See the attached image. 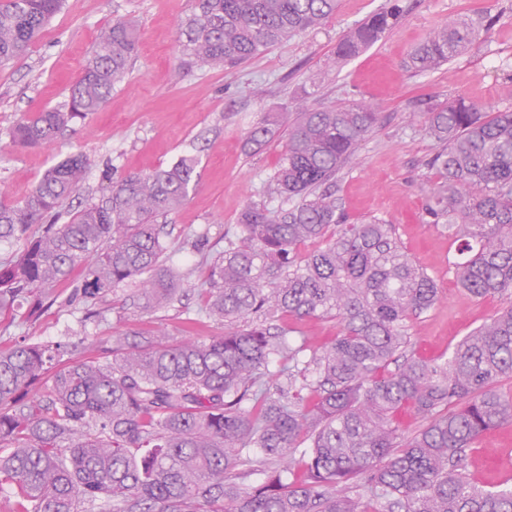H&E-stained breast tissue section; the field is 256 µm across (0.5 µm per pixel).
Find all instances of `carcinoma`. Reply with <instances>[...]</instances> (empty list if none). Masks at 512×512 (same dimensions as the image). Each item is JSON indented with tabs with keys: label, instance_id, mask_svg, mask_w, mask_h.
I'll list each match as a JSON object with an SVG mask.
<instances>
[{
	"label": "carcinoma",
	"instance_id": "cac0c4a2",
	"mask_svg": "<svg viewBox=\"0 0 512 512\" xmlns=\"http://www.w3.org/2000/svg\"><path fill=\"white\" fill-rule=\"evenodd\" d=\"M63 4L0 0V69L28 54ZM336 9L337 0H195L181 25L183 64L246 63ZM399 17L396 4L371 14L343 36L331 64L342 68ZM491 28L444 23L410 53L409 67L431 72ZM138 40L135 20H113L67 107L15 121L12 142L47 148L102 111ZM295 112L270 183L283 205L249 202L241 234L208 262L205 313L224 333L115 340L106 365L72 359L66 342L22 340L0 351V482L15 489L13 512H77L81 496L90 512H512L511 482L479 486L468 470L481 437L512 425V391L502 387L512 377V110L489 116L459 96L409 113L438 144L424 223L457 243L461 288L503 301L437 360L409 350L413 319L440 300L435 281L404 252L394 225L346 224L337 204L336 173L380 113L359 100L326 109L301 100ZM278 126L264 114L247 146L262 148ZM91 166L76 153L24 200L0 192V240L20 244L0 258V316L21 301L36 320L77 267L75 294L87 302L134 279L142 310L180 301L193 270L166 264L157 219L196 190V158L111 178L110 197L68 209ZM308 242L318 247L301 253ZM281 315L332 317L338 334L305 361V345L256 322ZM275 358L280 383L271 381ZM404 409L422 421L409 435L397 422ZM297 469L301 477L285 481ZM258 471L263 482L246 488Z\"/></svg>",
	"mask_w": 512,
	"mask_h": 512
}]
</instances>
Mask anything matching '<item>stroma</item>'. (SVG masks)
<instances>
[{
  "instance_id": "35a3bbf8",
  "label": "stroma",
  "mask_w": 512,
  "mask_h": 512,
  "mask_svg": "<svg viewBox=\"0 0 512 512\" xmlns=\"http://www.w3.org/2000/svg\"><path fill=\"white\" fill-rule=\"evenodd\" d=\"M391 0H340L321 29L287 41L229 70H183L179 24L194 0H65L31 51L0 70V186L12 200H23L54 163L76 152L95 166L76 201L102 195L108 177L147 173L196 155L200 184L190 200L166 219L168 264L182 270L201 255L224 250L225 232L235 230L247 203L281 204L268 180L278 165L283 142L273 138L262 149L245 147L250 128L266 112L289 121L293 97L308 90L309 105L320 108L355 99L372 104L384 120L357 157L336 177V190L349 219L376 216L394 224L411 260L437 283L441 303L414 322L412 351L436 359L473 328L501 309L497 298L472 297L456 282V247L439 228L424 224L422 208L433 172L427 162L436 143L421 127L405 125L403 115L462 95L488 110L512 109V0H400L397 24L340 70L326 60L339 40L367 15ZM139 22L138 55L105 108L87 127L65 131L48 148L11 145L9 128L23 116L62 107L69 87L89 59L103 28L113 19ZM494 19L491 36L479 39L441 69L422 75L407 71L411 49L450 19ZM202 240L194 252L190 240ZM203 272L186 285L175 307L146 312L133 304L135 287L125 283L97 301L101 315H87L88 304L74 294L73 282L59 284L57 302L39 319L27 321L23 309L0 321V350L29 339L71 341L76 359L109 360V337L138 341L158 332L177 341L208 340L220 325L201 315ZM469 472L484 485L512 476V425L484 436L471 453Z\"/></svg>"
}]
</instances>
